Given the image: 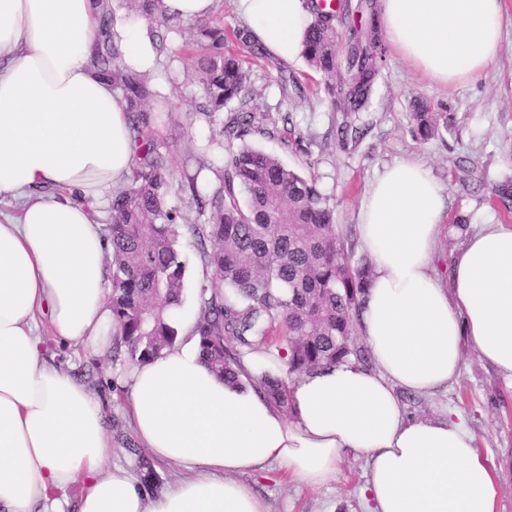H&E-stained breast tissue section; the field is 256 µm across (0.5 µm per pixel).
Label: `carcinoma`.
I'll use <instances>...</instances> for the list:
<instances>
[{
    "label": "carcinoma",
    "mask_w": 512,
    "mask_h": 512,
    "mask_svg": "<svg viewBox=\"0 0 512 512\" xmlns=\"http://www.w3.org/2000/svg\"><path fill=\"white\" fill-rule=\"evenodd\" d=\"M127 7L149 20L168 21L159 0H126ZM303 56L317 72L336 77V26L340 11H324L310 0ZM368 23L349 32L344 91L340 110L362 112L369 105L382 68L384 47L373 0L358 5ZM117 17L101 14V42L94 66L125 103L135 163L125 187L112 193V286L109 305L115 335L131 362L146 364L173 346L178 330L164 317L182 304L185 263L177 248L179 224L188 218L167 206L172 187L168 143L152 131L156 99L148 75L129 68L115 32ZM196 39L212 54L202 67L203 111H224L244 97L249 75L239 58L224 52V28L199 24ZM414 134L425 141L438 133L436 117L420 107ZM257 110L235 112L224 123L227 166L211 191L188 178L196 201L210 206L203 224L191 225L212 277L224 283L204 300L196 324L200 358L219 378L240 382L245 356L288 352L287 377L273 367L261 370L257 390L273 406L290 409L286 379L312 374L353 360L370 366L366 348L354 341V324L366 300L370 264L351 265L348 248L335 224L334 209L316 178L288 169L272 154L233 141L262 124ZM491 202L512 209V182L496 185Z\"/></svg>",
    "instance_id": "carcinoma-1"
}]
</instances>
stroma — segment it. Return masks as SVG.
<instances>
[{
    "label": "stroma",
    "instance_id": "35a3bbf8",
    "mask_svg": "<svg viewBox=\"0 0 512 512\" xmlns=\"http://www.w3.org/2000/svg\"><path fill=\"white\" fill-rule=\"evenodd\" d=\"M196 24L180 19L147 22L151 43L165 51L148 74L162 102L155 113V132L173 147V185L167 203L198 221V205L188 177L216 184L228 155L222 127L229 112L206 118L201 103L198 69L206 57L192 48ZM250 80L243 101L230 110L258 108L266 112L267 130L247 135L245 142L276 155L305 176H315L321 192L335 209L336 224L353 261L366 252L358 240L360 206L370 184L384 170L404 160L425 163L447 188L448 218L465 215L467 228L444 236L435 264L447 279L451 251L467 230L483 224H512V212L491 205L494 185L512 180V0H504L502 41L497 63L478 78L454 89L429 82L396 54H388L366 111L346 114L331 105L327 77L302 56L281 59L271 54L249 60ZM426 107L439 124L428 141L414 138L413 114ZM359 127L358 138L342 137L345 122ZM178 246L186 265L181 310L201 315L203 292L218 289L206 269L187 224L178 227ZM54 364L82 382L98 398L110 438L109 465L125 468L148 496L156 497L184 470L155 464L147 475L137 467L132 450L136 439L127 418L126 393L131 361L125 355L100 356L83 347L49 343ZM410 417L431 418L454 412L470 430L483 453L504 462L501 512H512V388L473 354H466L459 379L431 395L400 392ZM369 478L366 460L347 455L335 480L313 490L297 482L248 477L268 512H367L360 495Z\"/></svg>",
    "mask_w": 512,
    "mask_h": 512
}]
</instances>
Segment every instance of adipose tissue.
<instances>
[{"mask_svg":"<svg viewBox=\"0 0 512 512\" xmlns=\"http://www.w3.org/2000/svg\"><path fill=\"white\" fill-rule=\"evenodd\" d=\"M253 36L288 58L311 21L301 0H237ZM503 0H379L384 39L434 82L453 87L493 66ZM99 0H0V512H61L57 492L80 485L77 512H267L245 474L276 466L306 486L334 479L345 454L366 457L369 512H500V468L453 415L412 419L399 391L431 394L460 375L465 353L512 384V225L488 224L433 258L445 230L446 187L408 160L372 183L358 214L371 260L357 326L372 366L302 376L282 412L254 388L225 383L185 343L135 365L127 400L138 442L190 470L155 499L108 467L98 399L44 358L37 333L105 351L112 332L100 201L135 159L124 104L91 58ZM127 65L154 52L140 19L121 31Z\"/></svg>","mask_w":512,"mask_h":512,"instance_id":"adipose-tissue-1","label":"adipose tissue"}]
</instances>
